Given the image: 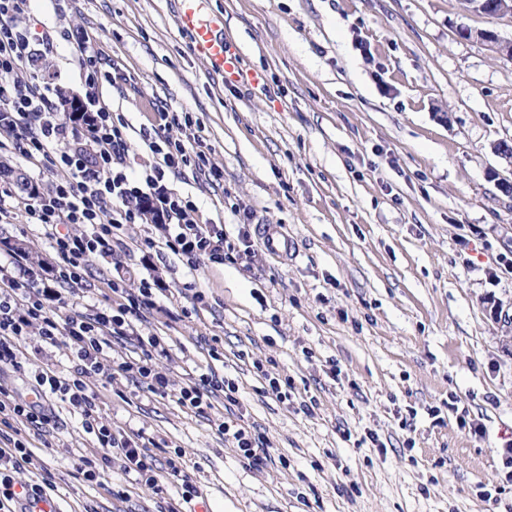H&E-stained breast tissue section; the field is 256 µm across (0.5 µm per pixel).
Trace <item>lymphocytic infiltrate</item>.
<instances>
[{
    "mask_svg": "<svg viewBox=\"0 0 512 512\" xmlns=\"http://www.w3.org/2000/svg\"><path fill=\"white\" fill-rule=\"evenodd\" d=\"M33 2L0 0V150L9 149L47 171L52 184L47 192L23 198L12 185L0 183V222L19 217L40 227L59 262L48 283L24 266H0V365L15 364L17 340L34 331L44 345L65 346L75 370L61 376L49 368L34 369L31 377L45 398L41 404L21 400L0 387V512H25L29 504L55 492L48 479L16 486L15 473L33 465L34 456L26 440L7 432L16 422L42 428L51 419L53 397L78 411L84 430L94 439L92 451L74 460L77 474L99 484L104 468L115 464L150 484L158 482L155 459L145 444L113 429L98 400L100 389L119 376L168 396L169 381L156 367L158 359L168 356L167 345L155 334L139 337L134 328L135 322L157 310L155 294L167 284L158 274L142 278L135 289L115 279L108 283L111 296L104 307L90 314L60 316V309L70 301L62 288L82 284L89 254L107 248L124 256L132 248L145 253L163 247L181 256L191 270L203 259L221 265L242 258L224 230L200 223L196 203L164 182L166 174L179 176L187 170L213 182L221 179L198 123L185 119L182 138L165 136L172 118L165 108H157L150 130L142 134L153 156L150 172L133 179L127 124L97 103L103 62L88 41L75 38L74 51L84 75L85 96L96 103V110L67 116L60 109L57 88L32 77L43 53L18 21L31 13ZM146 218L155 224L158 237L128 245L123 238L125 225ZM115 338L136 339L139 356L107 363L106 351ZM218 391L228 405H237L236 384L212 374L200 375L198 383L181 388L177 401L201 413Z\"/></svg>",
    "mask_w": 512,
    "mask_h": 512,
    "instance_id": "f902f5d3",
    "label": "lymphocytic infiltrate"
}]
</instances>
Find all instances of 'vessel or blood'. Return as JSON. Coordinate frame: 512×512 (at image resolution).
<instances>
[{
	"label": "vessel or blood",
	"instance_id": "vessel-or-blood-1",
	"mask_svg": "<svg viewBox=\"0 0 512 512\" xmlns=\"http://www.w3.org/2000/svg\"><path fill=\"white\" fill-rule=\"evenodd\" d=\"M177 22L189 35L194 54L203 58L213 71L228 81L253 89L263 86L264 77L260 72L242 67L239 49L225 35L224 16L213 10L212 0H180ZM258 237L271 256L287 259L291 247L282 225H259Z\"/></svg>",
	"mask_w": 512,
	"mask_h": 512
}]
</instances>
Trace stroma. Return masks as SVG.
<instances>
[{
	"label": "stroma",
	"mask_w": 512,
	"mask_h": 512,
	"mask_svg": "<svg viewBox=\"0 0 512 512\" xmlns=\"http://www.w3.org/2000/svg\"><path fill=\"white\" fill-rule=\"evenodd\" d=\"M179 2L35 0L25 25L53 41L38 78L70 97L84 90L68 34L99 52L112 74L99 100L129 123L136 173L152 161L140 135L151 105L190 113L223 178L165 182L202 222L249 233L250 262L194 271L166 249L94 253L73 307L102 306L113 277L133 287L156 272L169 285L158 304L186 309L137 325L168 345L158 369L171 396L120 377L100 407L158 444L157 466L181 450L198 494L185 504L182 479L153 487L118 469L111 490L86 482L72 460L92 437L59 400L42 431H24L37 462L15 482L51 475L62 512H512V194L498 186L512 160L494 151L512 144V59L456 34L510 40L512 18L462 0H212L244 66L267 77L253 90L193 56ZM259 224L285 226L288 260L264 250ZM1 237L37 252L34 272L49 277L57 258L34 227L0 223ZM188 281L203 301L180 295ZM17 349L20 369L72 371L65 347L36 335ZM20 369L1 368L0 386L35 400ZM209 371L237 384L262 467L218 432L223 396L203 414L177 402Z\"/></svg>",
	"instance_id": "1"
}]
</instances>
